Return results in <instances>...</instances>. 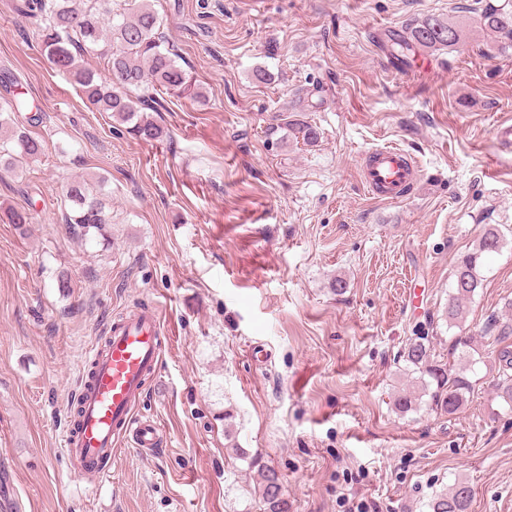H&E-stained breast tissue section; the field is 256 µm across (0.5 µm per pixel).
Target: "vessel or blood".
I'll return each mask as SVG.
<instances>
[{
  "instance_id": "b4317fda",
  "label": "vessel or blood",
  "mask_w": 512,
  "mask_h": 512,
  "mask_svg": "<svg viewBox=\"0 0 512 512\" xmlns=\"http://www.w3.org/2000/svg\"><path fill=\"white\" fill-rule=\"evenodd\" d=\"M361 180L369 195L395 202L415 187L417 170L407 151L372 147L361 155ZM156 307L112 322L103 342L90 344L88 370L79 374L75 401L61 447L74 477L99 487L112 475V463L128 444L140 452L162 447L164 431L155 419L139 415L146 382L158 374L166 338Z\"/></svg>"
}]
</instances>
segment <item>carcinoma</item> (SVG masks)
Listing matches in <instances>:
<instances>
[{"mask_svg":"<svg viewBox=\"0 0 512 512\" xmlns=\"http://www.w3.org/2000/svg\"><path fill=\"white\" fill-rule=\"evenodd\" d=\"M153 0H125L112 7V0H22L19 12L36 21L41 47L56 71L69 80L82 98L97 112H107L118 126L136 138L154 142L167 136L162 126L143 113L146 99H133L131 89L151 83L167 92H191L195 100L204 98L200 88H192L186 70L178 63L179 56L170 48L163 32V19L153 8ZM481 26L500 39L501 47L512 48V0L500 5H487L480 12ZM461 39V30L451 21L429 15L408 35L393 41L387 51L404 58L416 48H452ZM86 55L104 59L103 76L80 64ZM23 108L17 97L0 102V154L15 155L25 160L38 158L43 151L39 140L31 137L17 123L16 113ZM288 132L306 145L317 141L316 129L306 123L288 124ZM65 202L70 213L67 223L80 235H100L111 223L106 206L98 192L83 184L66 191ZM505 236L492 224L485 226L477 246L458 260L449 285L448 305L443 316L448 326L464 322L467 303L482 286L481 269L487 255L503 248ZM508 312L502 319L492 318L489 329L499 336L512 335V301L505 304ZM457 362L448 365L434 361V353L426 336H419L403 350L402 359L413 373H420L421 393L404 390L394 399L396 409L407 413L416 409L422 396L429 397L430 407L454 415L467 403L473 391L468 373L483 362L475 338L457 336L450 352ZM497 377L492 380L495 398L512 412V351H499ZM237 455L249 461L256 470L258 493L264 512H288L282 476L257 458L248 456L243 448ZM472 491L467 482L458 480L444 487L429 501V512H468Z\"/></svg>","mask_w":512,"mask_h":512,"instance_id":"cac0c4a2","label":"carcinoma"}]
</instances>
